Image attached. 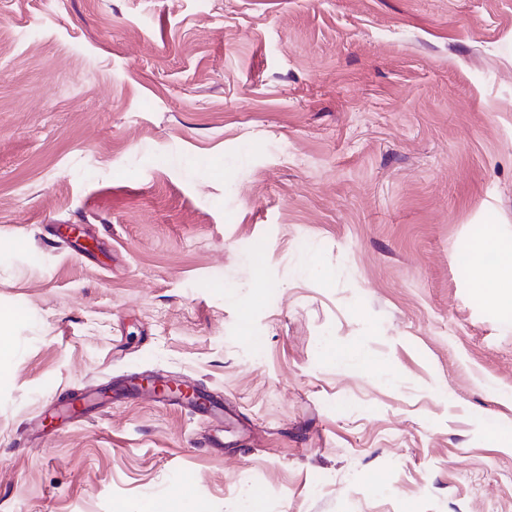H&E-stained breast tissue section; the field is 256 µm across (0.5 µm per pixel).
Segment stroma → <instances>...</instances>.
Wrapping results in <instances>:
<instances>
[{
  "label": "stroma",
  "mask_w": 512,
  "mask_h": 512,
  "mask_svg": "<svg viewBox=\"0 0 512 512\" xmlns=\"http://www.w3.org/2000/svg\"><path fill=\"white\" fill-rule=\"evenodd\" d=\"M485 223L512 0H0V512H512ZM461 254L474 297L494 311L512 316V238L498 224H473ZM494 260L487 261L488 256Z\"/></svg>",
  "instance_id": "stroma-1"
}]
</instances>
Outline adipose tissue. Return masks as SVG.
Masks as SVG:
<instances>
[{
  "instance_id": "obj_1",
  "label": "adipose tissue",
  "mask_w": 512,
  "mask_h": 512,
  "mask_svg": "<svg viewBox=\"0 0 512 512\" xmlns=\"http://www.w3.org/2000/svg\"><path fill=\"white\" fill-rule=\"evenodd\" d=\"M461 253L474 297L512 316V238H506L498 225L474 224Z\"/></svg>"
}]
</instances>
